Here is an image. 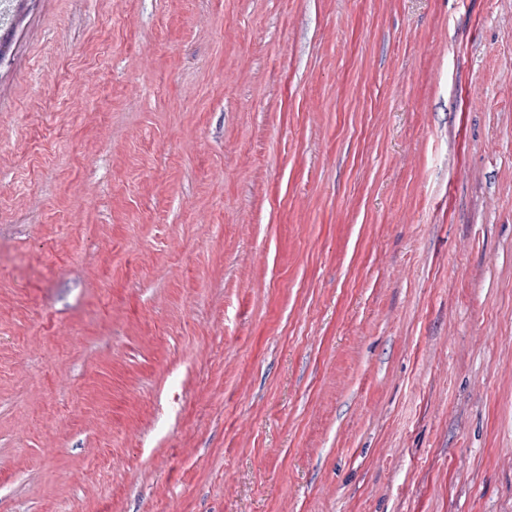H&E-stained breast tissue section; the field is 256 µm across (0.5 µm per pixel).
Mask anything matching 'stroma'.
<instances>
[{"instance_id":"1","label":"stroma","mask_w":512,"mask_h":512,"mask_svg":"<svg viewBox=\"0 0 512 512\" xmlns=\"http://www.w3.org/2000/svg\"><path fill=\"white\" fill-rule=\"evenodd\" d=\"M10 37L0 512H512V0Z\"/></svg>"}]
</instances>
